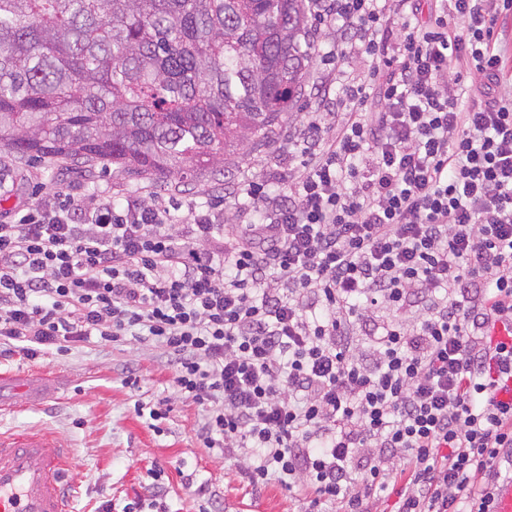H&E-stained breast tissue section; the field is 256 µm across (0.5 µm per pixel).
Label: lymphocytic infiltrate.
<instances>
[{"label": "lymphocytic infiltrate", "mask_w": 512, "mask_h": 512, "mask_svg": "<svg viewBox=\"0 0 512 512\" xmlns=\"http://www.w3.org/2000/svg\"><path fill=\"white\" fill-rule=\"evenodd\" d=\"M315 2L337 60L372 72L289 126L288 193L253 177L236 189L249 208L190 202L181 221L153 195L0 211V342L35 359L139 331L206 407L204 447L306 512H370L378 489L395 512H495L512 481L496 396L512 379V0Z\"/></svg>", "instance_id": "f902f5d3"}]
</instances>
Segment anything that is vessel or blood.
<instances>
[{
	"mask_svg": "<svg viewBox=\"0 0 512 512\" xmlns=\"http://www.w3.org/2000/svg\"><path fill=\"white\" fill-rule=\"evenodd\" d=\"M52 378L22 386L19 398L0 399V412L24 409L44 399ZM68 449L40 435H0V512H70L64 491Z\"/></svg>",
	"mask_w": 512,
	"mask_h": 512,
	"instance_id": "1",
	"label": "vessel or blood"
}]
</instances>
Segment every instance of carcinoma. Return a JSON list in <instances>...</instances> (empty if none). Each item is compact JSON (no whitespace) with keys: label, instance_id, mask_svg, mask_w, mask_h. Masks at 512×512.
Returning a JSON list of instances; mask_svg holds the SVG:
<instances>
[{"label":"carcinoma","instance_id":"obj_1","mask_svg":"<svg viewBox=\"0 0 512 512\" xmlns=\"http://www.w3.org/2000/svg\"><path fill=\"white\" fill-rule=\"evenodd\" d=\"M306 0H0V147L180 187L303 98Z\"/></svg>","mask_w":512,"mask_h":512}]
</instances>
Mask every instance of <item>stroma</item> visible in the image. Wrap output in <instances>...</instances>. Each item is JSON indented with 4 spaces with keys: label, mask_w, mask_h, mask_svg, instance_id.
<instances>
[{
    "label": "stroma",
    "mask_w": 512,
    "mask_h": 512,
    "mask_svg": "<svg viewBox=\"0 0 512 512\" xmlns=\"http://www.w3.org/2000/svg\"><path fill=\"white\" fill-rule=\"evenodd\" d=\"M332 37L318 43L311 67V91L299 104L300 113L316 111L321 94L336 77L369 76L368 61L347 60L341 72L331 71L325 59L333 51ZM298 162L279 144L262 146L247 157H234L233 178L256 176L270 191L288 190L290 169ZM101 195L117 203L158 193L152 181L115 174L111 167L92 171L48 165L39 159L17 160L0 149V209L37 205L45 194ZM135 372L137 386L127 385ZM0 373L64 377L51 400L1 415L0 435L44 434L70 451L68 468L75 488L73 512H124L144 500L143 512H304L299 491L272 483L249 485L243 474L225 464L222 454L204 448L197 438L204 412L179 397L172 369L160 347L135 339L112 346L79 342L60 354L28 359L23 354L0 360ZM143 412H136V405ZM163 408L168 417L163 433L150 425L148 409ZM160 480H153L152 471ZM159 482L160 496L151 500V484Z\"/></svg>",
    "instance_id": "obj_1"
}]
</instances>
